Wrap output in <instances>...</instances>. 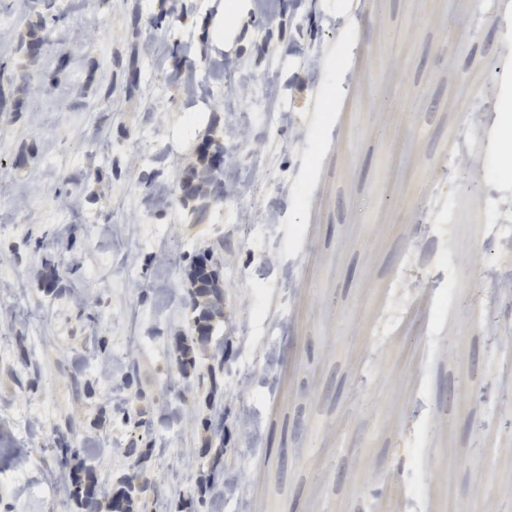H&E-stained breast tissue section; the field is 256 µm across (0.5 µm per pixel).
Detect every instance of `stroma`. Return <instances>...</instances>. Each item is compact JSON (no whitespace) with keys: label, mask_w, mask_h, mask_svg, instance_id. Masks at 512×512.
<instances>
[{"label":"stroma","mask_w":512,"mask_h":512,"mask_svg":"<svg viewBox=\"0 0 512 512\" xmlns=\"http://www.w3.org/2000/svg\"><path fill=\"white\" fill-rule=\"evenodd\" d=\"M181 5L0 0V512H79L64 443L103 487L151 473L136 512L211 474L196 512H512V0ZM209 147L210 144H205L202 165L193 168L185 181L187 193L205 203L211 200H221L224 197V182L221 180V158L224 149L221 146L215 147L210 159L206 161ZM187 281L194 312L192 336H180L176 340V351L185 370L193 365L190 351L196 345L208 343L212 322L224 316V289L220 283L217 259L206 254L198 256L189 266Z\"/></svg>","instance_id":"35a3bbf8"}]
</instances>
